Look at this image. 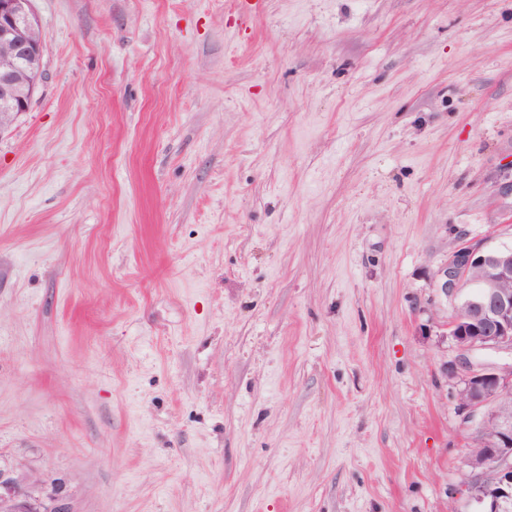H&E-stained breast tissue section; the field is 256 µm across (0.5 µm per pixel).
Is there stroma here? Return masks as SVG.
I'll list each match as a JSON object with an SVG mask.
<instances>
[{
    "label": "stroma",
    "mask_w": 512,
    "mask_h": 512,
    "mask_svg": "<svg viewBox=\"0 0 512 512\" xmlns=\"http://www.w3.org/2000/svg\"><path fill=\"white\" fill-rule=\"evenodd\" d=\"M33 0L0 132V469L50 512H466L461 240L512 245V0Z\"/></svg>",
    "instance_id": "stroma-1"
}]
</instances>
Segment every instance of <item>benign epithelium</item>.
<instances>
[{
	"mask_svg": "<svg viewBox=\"0 0 512 512\" xmlns=\"http://www.w3.org/2000/svg\"><path fill=\"white\" fill-rule=\"evenodd\" d=\"M33 0H0V101L26 112L39 84L16 64L36 59L41 40ZM437 287L456 301L445 325L462 368L457 410L478 436L467 449L465 486L472 512H512V362H474L480 351L512 355V247L463 242L437 272ZM0 512H40L0 471Z\"/></svg>",
	"mask_w": 512,
	"mask_h": 512,
	"instance_id": "7a95c632",
	"label": "benign epithelium"
}]
</instances>
